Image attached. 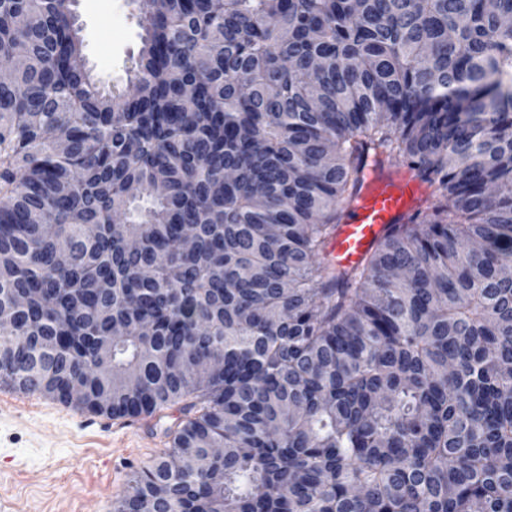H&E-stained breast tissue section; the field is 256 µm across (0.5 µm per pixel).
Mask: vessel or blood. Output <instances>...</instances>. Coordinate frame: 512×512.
Here are the masks:
<instances>
[{"mask_svg":"<svg viewBox=\"0 0 512 512\" xmlns=\"http://www.w3.org/2000/svg\"><path fill=\"white\" fill-rule=\"evenodd\" d=\"M428 193V186L409 170L385 173L367 170L362 187L347 206L331 244L333 262L343 267L361 262L389 226L405 222L424 203Z\"/></svg>","mask_w":512,"mask_h":512,"instance_id":"obj_1","label":"vessel or blood"}]
</instances>
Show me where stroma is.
<instances>
[{
  "label": "stroma",
  "instance_id": "obj_1",
  "mask_svg": "<svg viewBox=\"0 0 512 512\" xmlns=\"http://www.w3.org/2000/svg\"><path fill=\"white\" fill-rule=\"evenodd\" d=\"M83 54L104 87H125L141 46L134 0H76ZM176 409L158 424L28 394L0 409V498L15 512H113L132 470L170 446Z\"/></svg>",
  "mask_w": 512,
  "mask_h": 512
}]
</instances>
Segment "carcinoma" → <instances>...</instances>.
<instances>
[{
  "instance_id": "cac0c4a2",
  "label": "carcinoma",
  "mask_w": 512,
  "mask_h": 512,
  "mask_svg": "<svg viewBox=\"0 0 512 512\" xmlns=\"http://www.w3.org/2000/svg\"><path fill=\"white\" fill-rule=\"evenodd\" d=\"M136 2L132 99L0 0V386L182 405L114 512H512V0ZM366 152L431 193L341 269Z\"/></svg>"
}]
</instances>
